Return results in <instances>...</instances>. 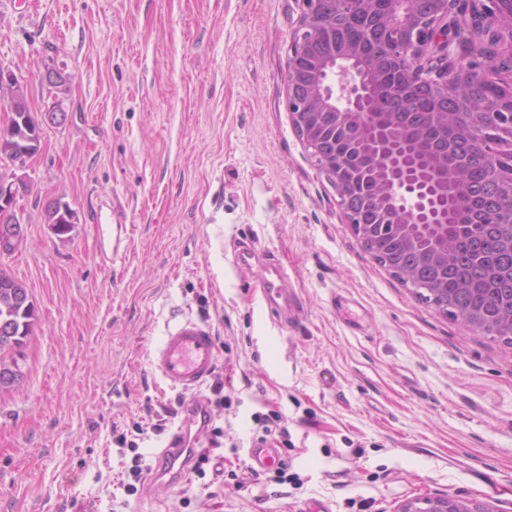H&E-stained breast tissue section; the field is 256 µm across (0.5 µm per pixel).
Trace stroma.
<instances>
[{
  "instance_id": "35a3bbf8",
  "label": "stroma",
  "mask_w": 512,
  "mask_h": 512,
  "mask_svg": "<svg viewBox=\"0 0 512 512\" xmlns=\"http://www.w3.org/2000/svg\"><path fill=\"white\" fill-rule=\"evenodd\" d=\"M32 3L0 0V67L33 111L70 118L23 168L26 242L0 254L38 317L24 381L0 392V512H399L443 494L512 512V344L422 301L346 224L288 112L299 0ZM47 67L65 91L42 88ZM53 198L79 216L62 237ZM269 255L299 310L284 328L253 286ZM188 318L217 345L192 395L150 365ZM193 397L205 477L133 482ZM261 438L285 483L250 470Z\"/></svg>"
}]
</instances>
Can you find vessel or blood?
I'll return each mask as SVG.
<instances>
[{
	"mask_svg": "<svg viewBox=\"0 0 512 512\" xmlns=\"http://www.w3.org/2000/svg\"><path fill=\"white\" fill-rule=\"evenodd\" d=\"M151 365L169 387L185 392L197 389L213 375L216 366V340L211 329L191 320L180 323L155 349ZM200 441V433L194 432L191 426L178 427L157 454L154 477L174 472L185 474L189 450ZM249 459L252 469L265 470L276 467L281 454L262 441L254 444Z\"/></svg>",
	"mask_w": 512,
	"mask_h": 512,
	"instance_id": "b4317fda",
	"label": "vessel or blood"
}]
</instances>
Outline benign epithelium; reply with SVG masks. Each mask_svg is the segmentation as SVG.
I'll return each mask as SVG.
<instances>
[{
  "instance_id": "benign-epithelium-1",
  "label": "benign epithelium",
  "mask_w": 512,
  "mask_h": 512,
  "mask_svg": "<svg viewBox=\"0 0 512 512\" xmlns=\"http://www.w3.org/2000/svg\"><path fill=\"white\" fill-rule=\"evenodd\" d=\"M331 9L352 2L364 9L375 0H302V11L289 47L286 97L292 124L306 148L321 158L326 121L336 130L365 122H380L374 140L355 142L352 148L372 160L370 177L377 187L373 205L378 223L397 228L396 242L402 252L414 251L425 266H448L453 238L462 225L453 211L471 196L461 181L455 162L448 159V145L434 141L426 154L409 151L405 140L404 96L396 86L384 85L386 71L395 68L414 90L431 93L444 106L457 99L456 87L467 84L476 94L497 89L492 112L471 109L461 135L480 146L493 169V182L485 191L496 199H512V145L504 147L501 136L512 135V0H387L383 22L391 36L379 54L368 59L353 53L325 56L316 70L305 67L302 51L316 28L330 29ZM335 163L323 167L334 186L338 204L364 248L379 264L416 291L428 285L411 266L390 262L387 245L372 226L358 224L355 216L363 194L339 185L332 173ZM27 190L25 178L4 184L0 206L17 209ZM24 235L23 224L13 221L0 228V253L16 250ZM438 309L457 318L469 330L484 331L481 317L447 304ZM400 512H496L454 496L413 499Z\"/></svg>"
}]
</instances>
